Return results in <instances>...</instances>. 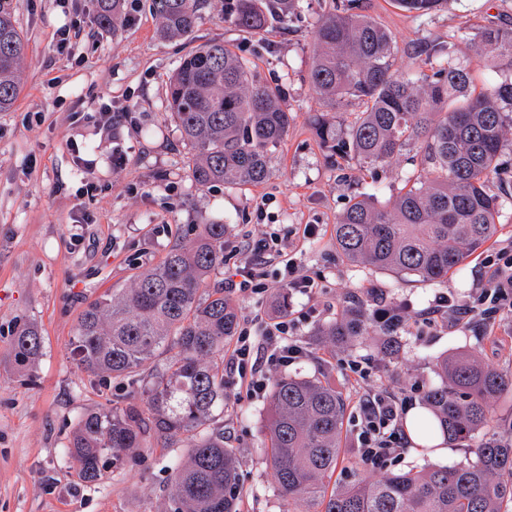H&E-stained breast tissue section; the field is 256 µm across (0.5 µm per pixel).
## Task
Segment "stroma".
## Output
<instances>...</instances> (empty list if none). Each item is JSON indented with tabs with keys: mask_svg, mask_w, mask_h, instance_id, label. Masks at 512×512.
<instances>
[{
	"mask_svg": "<svg viewBox=\"0 0 512 512\" xmlns=\"http://www.w3.org/2000/svg\"><path fill=\"white\" fill-rule=\"evenodd\" d=\"M149 3L125 0L127 22L115 33L100 23L99 0H13L27 48L19 96L0 112V512H168L170 464L186 460L199 436L214 429L223 430L225 447L238 459L240 512H306V503L280 497L265 462L268 393L247 397L230 369L224 372L223 405L195 431L167 448L104 452L100 477L84 480L68 453L80 420L112 405L144 410L148 399L143 389L115 377L101 381L79 366L72 341L80 311L89 301L131 287L138 272L194 237L198 225L220 222L224 265L211 273V283L223 285L239 318L259 307L272 312L288 275L277 259L257 260L244 245L278 236L289 258L320 287L312 297L290 293V338L305 355L284 369L265 367L264 382L287 373L335 386L348 411L342 461L331 483L345 486L358 475L377 479L382 470L355 464V422L365 394L380 390L406 408L421 406L423 393L441 381L439 360L470 350L484 364L512 371V310L464 316L451 311L431 324L418 319L443 295L472 304L492 274L487 256L512 243V201L499 211V235L448 278L406 282L349 263L336 251L338 216L363 196L386 206L425 172L406 154L370 171L360 170L353 157L335 167L316 137L317 115L331 113L341 133L351 120L349 109L329 112L308 79L317 22L333 0H302L298 13L260 38L225 21L224 0H207L189 40L163 37ZM363 12L394 34L395 66L402 72L438 69L440 58L420 56V36L444 43L475 24H512V0H445L422 23L393 0H363ZM68 24L75 34L70 52L62 53L56 33ZM212 40L233 47L265 82L279 87L291 116L262 184L202 188L187 174L189 149L168 115L166 84L182 55ZM105 112L119 116L108 129ZM73 139L82 156L68 149ZM119 155L125 158L120 165L114 162ZM88 182L95 191L80 194ZM83 215L88 223H80ZM308 224L314 236H304ZM249 263L268 286L262 295L234 286L235 269ZM399 304L409 306V318L397 332L386 333L374 312ZM355 312L364 316L365 338L336 345L319 336L321 327ZM23 324L38 328L42 350L20 367L8 349ZM354 361L361 373L350 371ZM492 434L487 427L472 442L442 450L406 447L390 469L471 463L473 443Z\"/></svg>",
	"mask_w": 512,
	"mask_h": 512,
	"instance_id": "1",
	"label": "stroma"
}]
</instances>
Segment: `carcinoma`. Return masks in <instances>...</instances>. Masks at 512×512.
<instances>
[{
  "instance_id": "obj_1",
  "label": "carcinoma",
  "mask_w": 512,
  "mask_h": 512,
  "mask_svg": "<svg viewBox=\"0 0 512 512\" xmlns=\"http://www.w3.org/2000/svg\"><path fill=\"white\" fill-rule=\"evenodd\" d=\"M206 0H151L165 37H189ZM442 0H394L422 18ZM300 9V0H229L235 26L255 36ZM361 0L341 3L317 23L309 81L327 107L362 104L346 136L326 117L314 130L330 157L351 153L375 169L417 149L426 180L385 207L363 198L351 203L335 225L336 249L346 260L393 271L405 279L448 277L499 233L500 200L512 194L499 156L512 130V25H483L466 40L470 56L511 74L481 92L472 88L468 66L448 63L409 77L394 68L393 34L362 13ZM124 21L123 0L101 24ZM458 38L424 43L430 57L452 55ZM27 48L16 25L12 0H0V112L20 91L19 63ZM172 119L190 149L189 176L204 188L216 183L259 185L269 177V153L288 134L290 117L279 90L260 80L222 41L184 55L167 83ZM496 178L502 194L488 191ZM224 265V225L202 224L195 237L177 244L133 285L105 294L79 315L73 354L88 373L124 378L140 388L142 371L168 354L152 377L151 412L112 407L85 415L71 454L89 479L99 476L100 457L163 444L196 428L224 400V373L217 364L234 335L237 313L224 289L208 286ZM331 343L363 337L362 326L335 321L320 330ZM33 325L21 327L11 344L20 364L41 349ZM441 384L423 401L448 442L468 441L494 423L491 401L512 392V372L491 368L477 352L445 357ZM267 465L284 499L304 501L316 512H508L512 504V425L472 449L468 465L431 463L328 489L340 458L347 404L336 388L310 377H277L270 391ZM239 474L224 430L199 437L188 459L175 467L170 512H239Z\"/></svg>"
}]
</instances>
